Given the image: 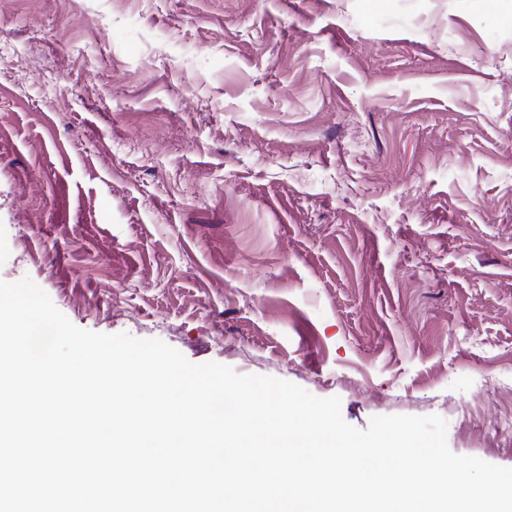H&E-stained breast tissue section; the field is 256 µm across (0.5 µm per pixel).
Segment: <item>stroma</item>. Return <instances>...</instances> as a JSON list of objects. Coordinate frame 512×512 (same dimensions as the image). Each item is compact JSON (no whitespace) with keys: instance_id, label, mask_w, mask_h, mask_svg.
<instances>
[{"instance_id":"35a3bbf8","label":"stroma","mask_w":512,"mask_h":512,"mask_svg":"<svg viewBox=\"0 0 512 512\" xmlns=\"http://www.w3.org/2000/svg\"><path fill=\"white\" fill-rule=\"evenodd\" d=\"M26 277L79 328L512 467V0H12Z\"/></svg>"}]
</instances>
